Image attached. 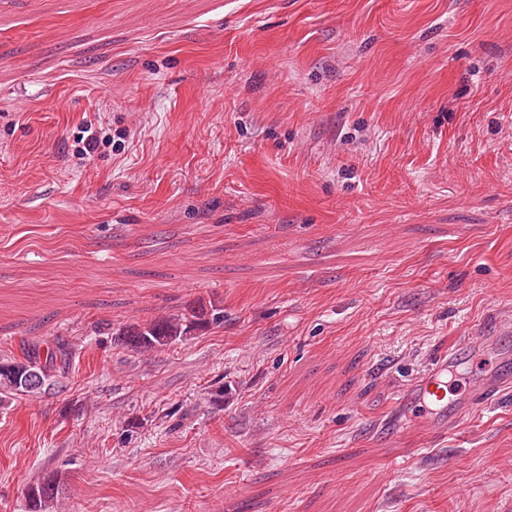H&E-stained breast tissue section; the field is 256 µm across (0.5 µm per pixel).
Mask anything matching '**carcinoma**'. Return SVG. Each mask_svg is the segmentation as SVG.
I'll return each instance as SVG.
<instances>
[{
	"instance_id": "carcinoma-1",
	"label": "carcinoma",
	"mask_w": 512,
	"mask_h": 512,
	"mask_svg": "<svg viewBox=\"0 0 512 512\" xmlns=\"http://www.w3.org/2000/svg\"><path fill=\"white\" fill-rule=\"evenodd\" d=\"M224 323L222 310L202 302L190 303L184 310L155 317L140 324L118 329L114 342L132 351H157L187 341L199 332ZM73 355V347L61 345L42 353L37 345L22 352L20 358L0 359V403L15 396H37L61 387L60 378ZM60 483L53 475L31 487L26 496V512H45L47 503L59 493Z\"/></svg>"
}]
</instances>
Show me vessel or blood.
<instances>
[{"label": "vessel or blood", "instance_id": "vessel-or-blood-1", "mask_svg": "<svg viewBox=\"0 0 512 512\" xmlns=\"http://www.w3.org/2000/svg\"><path fill=\"white\" fill-rule=\"evenodd\" d=\"M456 361L457 355L453 352L438 358L425 375L414 379L400 391L382 423L381 445L399 447L398 420L404 415L411 418L421 435L422 444L455 434L472 406L487 402L490 397L512 388V378L504 376L475 383L467 400H459L448 381L449 374L456 370Z\"/></svg>", "mask_w": 512, "mask_h": 512}]
</instances>
